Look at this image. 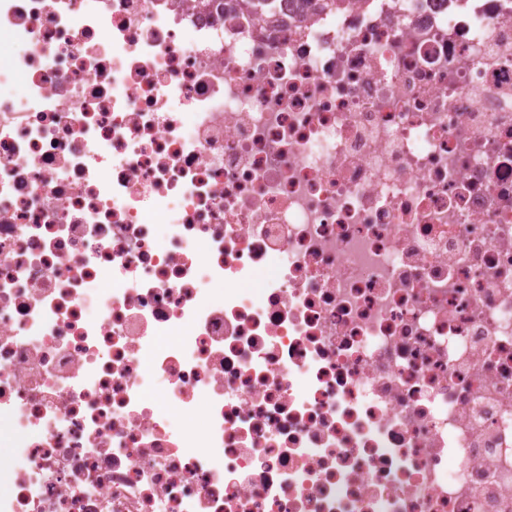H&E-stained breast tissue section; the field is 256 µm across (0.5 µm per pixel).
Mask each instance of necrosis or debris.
Masks as SVG:
<instances>
[{"label": "necrosis or debris", "instance_id": "1", "mask_svg": "<svg viewBox=\"0 0 512 512\" xmlns=\"http://www.w3.org/2000/svg\"><path fill=\"white\" fill-rule=\"evenodd\" d=\"M301 2L0 0V512H512V0Z\"/></svg>", "mask_w": 512, "mask_h": 512}]
</instances>
